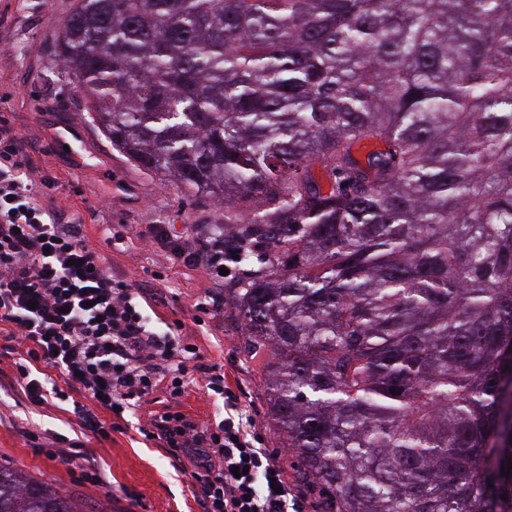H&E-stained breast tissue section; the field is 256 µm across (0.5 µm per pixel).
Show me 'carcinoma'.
Returning a JSON list of instances; mask_svg holds the SVG:
<instances>
[{"label": "carcinoma", "instance_id": "1", "mask_svg": "<svg viewBox=\"0 0 512 512\" xmlns=\"http://www.w3.org/2000/svg\"><path fill=\"white\" fill-rule=\"evenodd\" d=\"M51 49L264 242L247 354L331 512H512V0H75ZM0 512L79 510L0 463Z\"/></svg>", "mask_w": 512, "mask_h": 512}]
</instances>
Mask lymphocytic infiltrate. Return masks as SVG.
<instances>
[{
	"mask_svg": "<svg viewBox=\"0 0 512 512\" xmlns=\"http://www.w3.org/2000/svg\"><path fill=\"white\" fill-rule=\"evenodd\" d=\"M36 178L25 140L0 115V332L24 351L17 365L23 391L33 404L46 401L54 378L81 395L74 414L96 436H107L102 415L129 411L157 389L171 398L185 392L187 364L199 356L174 332L151 331L131 284L114 277L86 244L81 225L63 223L61 209ZM156 244L190 263H204L221 280L224 241L194 251L164 227ZM207 388L224 401L222 419L201 428L166 412L148 422L143 435L164 440L171 455L190 458L205 473L206 512H303L281 463L244 413L239 396L212 374ZM242 468L234 476V468Z\"/></svg>",
	"mask_w": 512,
	"mask_h": 512,
	"instance_id": "lymphocytic-infiltrate-1",
	"label": "lymphocytic infiltrate"
}]
</instances>
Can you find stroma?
Segmentation results:
<instances>
[{
    "label": "stroma",
    "mask_w": 512,
    "mask_h": 512,
    "mask_svg": "<svg viewBox=\"0 0 512 512\" xmlns=\"http://www.w3.org/2000/svg\"><path fill=\"white\" fill-rule=\"evenodd\" d=\"M73 3L0 0V113L25 136L40 175L52 183L51 195L61 200L69 219L82 224L86 242L104 256L114 275L139 288L152 324L181 323L183 341L198 347L200 357L190 371L193 382L176 405L178 411L201 427L223 415V401L208 395L202 380L204 369L217 368L239 395L263 447L278 455L306 512H324V496L298 479L294 453L271 418L260 365L245 353L233 302L239 282L264 269L265 247L255 242L247 260L232 262V276L216 283L203 266L177 260L152 244L158 224L181 239L217 234L224 209L185 197L161 176L132 166L86 118L80 93L56 83L58 66L47 42ZM67 130L78 137L77 154L92 158L91 168L78 169L75 154L53 148L54 136ZM114 230L124 235L117 245L108 241ZM200 303L212 307L201 325L193 320ZM18 358V351L0 335L1 463L71 496L84 512H203L193 466L170 455L162 440L145 439L139 432L171 404L166 391L149 395L118 420L108 437L97 438L81 434L71 403L29 402ZM55 447L68 451L71 464L94 455L103 484L76 482L71 464L48 456V449Z\"/></svg>",
    "instance_id": "obj_1"
}]
</instances>
